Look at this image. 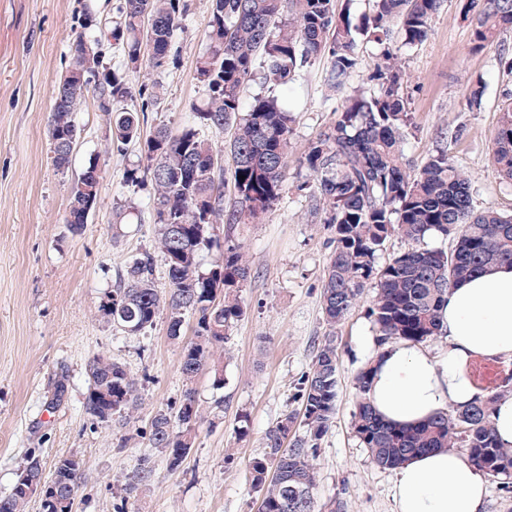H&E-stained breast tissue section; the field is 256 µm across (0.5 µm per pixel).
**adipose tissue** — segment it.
Masks as SVG:
<instances>
[{
  "label": "adipose tissue",
  "instance_id": "1",
  "mask_svg": "<svg viewBox=\"0 0 512 512\" xmlns=\"http://www.w3.org/2000/svg\"><path fill=\"white\" fill-rule=\"evenodd\" d=\"M435 353L406 342L363 346L371 367L367 397L386 421L414 426L449 406L480 400L469 378L473 358L512 360V266L503 265L450 288ZM485 476L460 451L419 454L395 471V512H482Z\"/></svg>",
  "mask_w": 512,
  "mask_h": 512
}]
</instances>
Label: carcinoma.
Here are the masks:
<instances>
[{"instance_id":"carcinoma-1","label":"carcinoma","mask_w":512,"mask_h":512,"mask_svg":"<svg viewBox=\"0 0 512 512\" xmlns=\"http://www.w3.org/2000/svg\"><path fill=\"white\" fill-rule=\"evenodd\" d=\"M352 0H211L206 45L196 61L201 96L190 104L191 121L173 130L157 126L142 136L140 114L159 109L161 80L131 76L161 73L174 62L173 38L187 5L180 0H123L119 20L98 33L75 32L70 61L60 76L58 108L50 112L51 159L59 169L70 156L57 146L61 134L74 138V114L90 95L109 124L102 152H122L139 145L140 161L126 170L124 182L152 189L153 249L126 263L108 292L112 307L100 315L131 334L152 328L165 316L168 336H181L186 319L194 318L193 339L182 346L180 371L192 383L203 371L223 387L224 344L245 313L242 288L251 277L244 245L224 237V250L210 263L202 255L217 245L216 224H249L271 210L285 191L294 116L288 104L292 84L309 68L325 61V82L345 86L358 65L360 42L382 47L360 89L333 110L334 120L308 140L299 163L309 179L296 185L315 202L327 224L330 253L321 291V310L328 328L319 341L310 371L301 377L293 398L300 409L287 411L264 435V452L249 462L252 488L261 497L260 512H318L314 496L319 443L328 432L336 407L337 345L335 330L346 319L364 288L373 284L369 310L377 345L392 341L422 344L440 333L448 288L491 267L512 264V213L488 207L475 211L471 178L448 154H432L415 177L407 172L404 144L412 128L408 111V78L392 51L393 28L406 46L428 36L443 0H371L369 12L354 19ZM473 24L472 50L498 49V62L512 74V56L501 48V35L512 30V0H462ZM123 54V70L113 71L98 51L102 39ZM258 91L246 100L245 89ZM140 109L127 107L133 94ZM481 82L466 83L464 109L481 108ZM498 133L490 159L500 176L512 181V91L503 94ZM232 130L227 151L233 161L232 192L224 194V154L202 135L205 130ZM103 180L95 163L74 181L67 213L70 230L84 228ZM411 249L381 265L379 255L392 236ZM451 238L450 249L429 248L425 238ZM163 264L167 284L159 287L156 268ZM371 369L355 377L359 390L352 427L371 462L395 470L417 454L439 448L463 449L487 478L512 493V448L497 441L492 422L503 391L494 387L484 399L440 412L413 427L379 417L367 398ZM139 401V383L126 366L107 355L88 365L87 412L104 423L130 421ZM202 411L195 390L186 388L178 407L158 411L149 442L177 470L194 447ZM303 430L297 434V430ZM86 466L76 454L55 459L51 473L34 459L19 469L10 494L0 497V512H26L32 498L29 481L59 477L77 487ZM154 474L148 457L126 477L131 495Z\"/></svg>"}]
</instances>
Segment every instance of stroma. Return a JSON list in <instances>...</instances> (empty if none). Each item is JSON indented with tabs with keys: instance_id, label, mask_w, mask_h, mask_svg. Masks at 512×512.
<instances>
[{
	"instance_id": "stroma-1",
	"label": "stroma",
	"mask_w": 512,
	"mask_h": 512,
	"mask_svg": "<svg viewBox=\"0 0 512 512\" xmlns=\"http://www.w3.org/2000/svg\"><path fill=\"white\" fill-rule=\"evenodd\" d=\"M123 0H0V496L10 493L28 455L52 467L61 455L81 456L86 466L73 512H258L248 465L263 450L266 430L285 412L309 371L314 345L327 331L321 290L330 232L313 203L295 186L309 177L298 167L308 139L331 120V107L348 90L329 92L325 65L309 68L296 82L297 100L284 197L260 223L218 225L245 243L252 266L241 292L245 313L224 346V384L208 373L194 387L204 418L194 448L178 470L149 443L158 410L177 407L187 387L179 369L181 348L192 337L184 326L170 339L164 320L130 335L98 311L128 258L151 248V187L125 185V169L137 148L102 156L107 132L96 102L86 101L75 121L79 140L68 169L49 155L48 116L56 81L69 63L72 31L86 11L112 22ZM174 39V64L162 74L165 96L144 126L179 127L200 89L195 66L206 43L211 0H186ZM472 26L460 0H443L427 39L412 47L393 41L410 76L407 92L416 129L405 146L412 169L436 149L469 172L476 207L512 212V184L495 170L489 148L495 138L503 89L512 75L496 64L494 51L471 50ZM484 84L480 110L464 111L467 78ZM103 181L97 205L81 234L64 222L72 183L89 162ZM133 201L140 223L112 229L116 203ZM365 288L358 306L336 327V409L320 442L317 503L342 496L348 512H395L394 473L373 465L355 438L352 413L357 373L365 366L359 339L374 335ZM107 354L138 380L140 400L126 425L99 422L85 408L89 361ZM248 413L247 436L238 437L239 413ZM154 464L151 482L137 494L124 491L126 474L142 457Z\"/></svg>"
}]
</instances>
